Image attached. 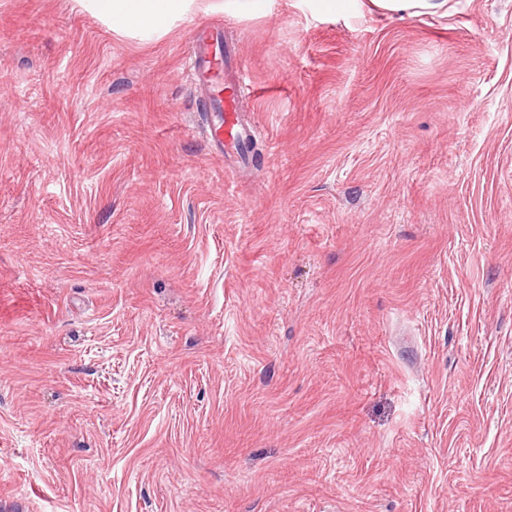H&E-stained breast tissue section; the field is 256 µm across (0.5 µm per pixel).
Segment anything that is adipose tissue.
<instances>
[{"label": "adipose tissue", "mask_w": 512, "mask_h": 512, "mask_svg": "<svg viewBox=\"0 0 512 512\" xmlns=\"http://www.w3.org/2000/svg\"><path fill=\"white\" fill-rule=\"evenodd\" d=\"M85 11L99 17L117 32L150 38L164 33L183 17L193 0H80Z\"/></svg>", "instance_id": "ef3b65f1"}]
</instances>
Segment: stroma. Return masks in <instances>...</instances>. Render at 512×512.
I'll return each mask as SVG.
<instances>
[{
  "instance_id": "obj_1",
  "label": "stroma",
  "mask_w": 512,
  "mask_h": 512,
  "mask_svg": "<svg viewBox=\"0 0 512 512\" xmlns=\"http://www.w3.org/2000/svg\"><path fill=\"white\" fill-rule=\"evenodd\" d=\"M0 512H512V0H0ZM194 0H80L85 11L99 17L117 32L150 38L164 33L183 17ZM371 4L385 13H407L412 16L434 15L444 11L447 0H371ZM223 33L217 27L199 31L186 59L187 75L204 92L203 107L208 117L206 138L209 146L224 155V163L246 165L253 133L240 121L236 105L246 94L254 93L243 66L230 68L222 49Z\"/></svg>"
}]
</instances>
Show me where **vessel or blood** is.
Segmentation results:
<instances>
[{"mask_svg": "<svg viewBox=\"0 0 512 512\" xmlns=\"http://www.w3.org/2000/svg\"><path fill=\"white\" fill-rule=\"evenodd\" d=\"M222 44L221 29L199 31L186 59V70L190 81L205 92L203 106L208 117L209 146L223 155L226 162L241 166L251 160L248 148L253 133L242 124L236 105L241 97L252 93L253 86L243 66L226 64Z\"/></svg>", "mask_w": 512, "mask_h": 512, "instance_id": "obj_1", "label": "vessel or blood"}]
</instances>
